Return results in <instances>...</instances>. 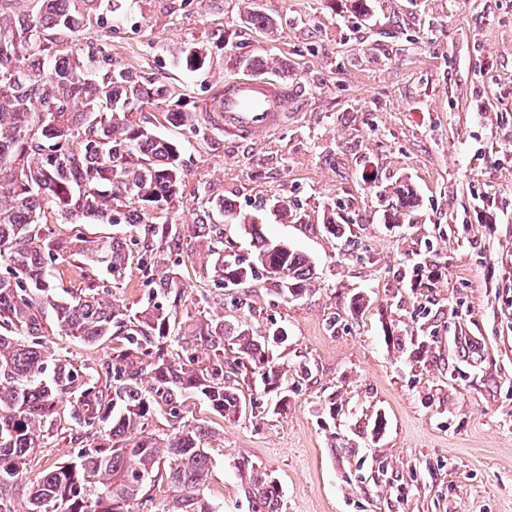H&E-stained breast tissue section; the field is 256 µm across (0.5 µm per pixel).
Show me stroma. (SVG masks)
<instances>
[{"instance_id":"obj_1","label":"stroma","mask_w":512,"mask_h":512,"mask_svg":"<svg viewBox=\"0 0 512 512\" xmlns=\"http://www.w3.org/2000/svg\"><path fill=\"white\" fill-rule=\"evenodd\" d=\"M255 11L270 28L250 24ZM79 43L106 44L113 65L170 90L134 117L183 148L182 198L157 214L183 228V327L204 310L257 335L288 331L269 347L279 392L239 381L253 410L231 419L189 407L215 433L210 498L254 512L246 462L278 484L279 512H512V0H126ZM188 45L206 48L203 69L178 64ZM246 74L284 91L287 120L248 138L210 128V103ZM181 106L198 131L167 122ZM402 184L411 220L387 223ZM214 197L244 216L287 200L264 231L313 264L304 298L264 280L215 288L190 229ZM331 219L343 238L326 233ZM51 274L74 292L107 286L134 311L152 295L132 264L117 282L65 261ZM44 339L92 368L112 352L53 327ZM97 443L60 403L27 474Z\"/></svg>"}]
</instances>
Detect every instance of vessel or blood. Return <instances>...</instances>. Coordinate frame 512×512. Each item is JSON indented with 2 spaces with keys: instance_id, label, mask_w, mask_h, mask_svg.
I'll return each instance as SVG.
<instances>
[{
  "instance_id": "1",
  "label": "vessel or blood",
  "mask_w": 512,
  "mask_h": 512,
  "mask_svg": "<svg viewBox=\"0 0 512 512\" xmlns=\"http://www.w3.org/2000/svg\"><path fill=\"white\" fill-rule=\"evenodd\" d=\"M285 108L286 98L278 85L238 77L225 83L211 121L238 135L266 134L282 125Z\"/></svg>"
}]
</instances>
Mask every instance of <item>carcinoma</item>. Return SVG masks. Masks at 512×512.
<instances>
[{"mask_svg": "<svg viewBox=\"0 0 512 512\" xmlns=\"http://www.w3.org/2000/svg\"><path fill=\"white\" fill-rule=\"evenodd\" d=\"M103 0H37L34 10L0 14V512H17L11 494L26 459L41 447L43 424L59 403L100 436L69 462L48 468L32 482L26 512H223L205 496L211 467L205 424L184 425V408L203 400L221 418L242 413L246 398L227 381L258 376L277 384L267 336L207 317L186 333L176 329L185 286L172 269L182 230L155 222L181 196L185 169L181 146L133 118L145 98L163 100L168 88H146L124 69H113L99 47L84 50L77 36L102 19ZM207 55L183 48L180 66L195 72ZM167 121L197 129L196 115L169 111ZM417 202L413 189H396L387 217L399 224ZM70 230L53 234L48 216ZM84 224L124 225L129 241L89 237ZM249 260L209 247L217 286L241 287L267 277L279 296L304 297L313 278L309 259L287 243L265 236L253 221ZM136 246L137 266L155 296L132 313L112 301L106 287L81 294L58 287L53 263L72 261L83 271L119 279ZM55 325L86 346L115 344L101 371L53 357L43 333ZM17 330L18 334L8 335ZM180 348L171 355L169 349ZM162 413L178 425L161 437L149 429ZM256 512H278L279 487L264 472L243 467ZM175 492L156 508L149 489Z\"/></svg>", "mask_w": 512, "mask_h": 512, "instance_id": "carcinoma-1", "label": "carcinoma"}]
</instances>
